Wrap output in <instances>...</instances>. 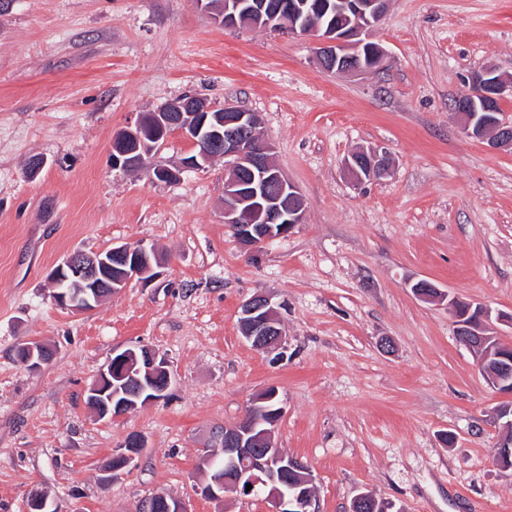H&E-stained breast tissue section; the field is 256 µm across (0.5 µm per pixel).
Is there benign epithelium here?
<instances>
[{
  "label": "benign epithelium",
  "mask_w": 512,
  "mask_h": 512,
  "mask_svg": "<svg viewBox=\"0 0 512 512\" xmlns=\"http://www.w3.org/2000/svg\"><path fill=\"white\" fill-rule=\"evenodd\" d=\"M342 8L355 15V23L347 29L327 28L319 24L299 26L295 21V6L282 8L258 4L257 13L263 27L278 32L305 36L317 45L316 56L321 69L327 73L349 74L368 71L355 62L353 51L363 44L362 37L373 26L365 25L360 17L382 19L388 0H339ZM226 28L241 27L242 16L237 7L226 0L217 11ZM471 91L456 100L455 114L462 120L461 130L469 138L485 139L496 149H512V125L496 117L488 123L477 122L471 113L476 105L493 107L506 97H512V77L497 73L484 65L471 73ZM258 115L232 104L221 111L206 100L194 97L170 102L157 112L140 114L136 121L115 135L112 140V160L126 170H142L153 151H139L130 145L135 140L148 146L145 138L154 141L179 132L195 148L193 156L185 157L178 168L158 164L148 173L160 181L178 177L184 168L202 167L216 157L227 162L224 173V223L246 247H256L272 238L288 234L302 222L304 200L297 187L285 178L272 162V147L255 134ZM370 160V178L382 179L391 171V160L379 147L362 148L346 160V168L361 179L357 165L361 158ZM122 259L131 269L118 278L112 277V258ZM160 260L153 247L144 243L121 244L92 252H74L62 259L49 273L52 297L57 305L75 312H91L114 293L133 280L148 281L155 276ZM475 318L467 324L469 335L476 340L466 344L479 351L481 361L496 359V351L487 347L488 336L482 333L492 318L490 309L467 304ZM239 325L244 338L258 350H269L281 344L283 331L270 299L256 293L240 308ZM55 350L48 344L28 341L15 350L18 363L38 370L50 362ZM171 385L166 362L147 345L125 349L112 354L87 388V402L99 419L114 420L142 405L162 400ZM282 408L274 412L266 428L255 434V423L247 418L234 427L218 430L214 444L224 449L222 464L197 484V491L214 501H222L224 490L232 488L249 496L262 488L272 500L276 512H315L314 499L307 492L286 497L280 486L293 476L300 487L314 481L310 466L284 454L274 443L273 433ZM144 448L140 435L127 436L123 449L112 455L102 467V481L110 482L121 471L129 469L139 459ZM252 485L246 490V485ZM136 512H187L180 500L160 491L144 499Z\"/></svg>",
  "instance_id": "benign-epithelium-1"
}]
</instances>
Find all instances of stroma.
Segmentation results:
<instances>
[{
  "label": "stroma",
  "instance_id": "1",
  "mask_svg": "<svg viewBox=\"0 0 512 512\" xmlns=\"http://www.w3.org/2000/svg\"><path fill=\"white\" fill-rule=\"evenodd\" d=\"M500 0H391L372 32L386 65L330 74L307 39L227 29L195 0H13L0 13V512L32 490L58 512H136L165 491L187 512H272L265 496L195 489L214 432L275 389V441L306 462L317 512L358 493L396 512H512V428L460 342L452 299L489 308L512 345V150L466 137L453 114L472 71L512 76ZM255 112L300 191L301 224L244 247L224 222L223 159L173 181L114 167L113 137L184 95ZM377 146L388 177L355 182L346 158ZM47 157L37 177L25 165ZM145 242L163 263L94 311L56 305L64 256ZM433 282L425 301L414 283ZM269 296L280 349L242 337L241 304ZM26 341L54 359L30 371ZM165 359L166 397L97 419L86 390L113 352ZM135 467L101 480L129 433ZM55 355V350L48 344L28 341L21 343L15 350V358L18 363L29 370H38L42 365L50 362Z\"/></svg>",
  "mask_w": 512,
  "mask_h": 512
}]
</instances>
